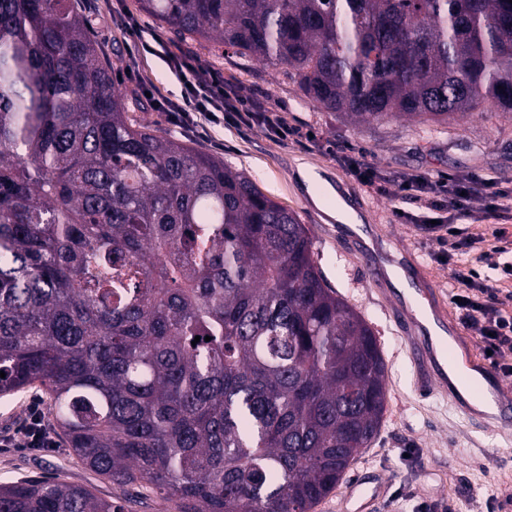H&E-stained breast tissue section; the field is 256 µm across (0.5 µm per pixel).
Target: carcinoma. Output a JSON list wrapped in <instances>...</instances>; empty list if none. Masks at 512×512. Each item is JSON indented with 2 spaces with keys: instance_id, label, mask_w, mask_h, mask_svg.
Returning a JSON list of instances; mask_svg holds the SVG:
<instances>
[{
  "instance_id": "1",
  "label": "carcinoma",
  "mask_w": 512,
  "mask_h": 512,
  "mask_svg": "<svg viewBox=\"0 0 512 512\" xmlns=\"http://www.w3.org/2000/svg\"><path fill=\"white\" fill-rule=\"evenodd\" d=\"M138 4L355 122L512 115L509 0ZM112 72L75 0H0V397L43 387L82 463L178 512H310L381 427L376 333L294 212L130 122ZM0 512L124 507L42 477Z\"/></svg>"
}]
</instances>
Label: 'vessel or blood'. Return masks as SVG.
Returning a JSON list of instances; mask_svg holds the SVG:
<instances>
[{
  "instance_id": "vessel-or-blood-1",
  "label": "vessel or blood",
  "mask_w": 512,
  "mask_h": 512,
  "mask_svg": "<svg viewBox=\"0 0 512 512\" xmlns=\"http://www.w3.org/2000/svg\"><path fill=\"white\" fill-rule=\"evenodd\" d=\"M398 264L408 281V293H396L391 302L390 314L403 335L404 346L414 364L413 385L417 394L425 396L437 391L446 395L464 418L481 425H490L512 431V378L493 371L482 362L473 360L469 369L479 377L476 396L486 398L488 410H481L459 394L448 376L445 362L449 355L447 344L434 336L433 328L442 333H453L454 321L436 301V291L431 281L421 279L420 264L415 256L405 250L384 252L378 249L369 253L364 271L374 286L387 281V267Z\"/></svg>"
}]
</instances>
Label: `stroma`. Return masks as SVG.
<instances>
[{
    "mask_svg": "<svg viewBox=\"0 0 512 512\" xmlns=\"http://www.w3.org/2000/svg\"><path fill=\"white\" fill-rule=\"evenodd\" d=\"M78 8L117 69L121 93L138 104L129 114L131 121L222 156L263 193L295 212L308 231L312 259L328 286L377 334L387 368L381 427L370 447L351 463L342 484L312 512H338L347 485L367 481L386 487L371 512H421L425 506L431 512H444L448 505L458 512H512V445L493 428L464 422L441 394L413 395L409 387L413 365L400 349L388 303L375 294L360 259L337 234L328 205L314 200L336 186L359 217L376 215L384 227L381 247L414 252L440 302L449 304L452 265L436 260L438 244L403 219L404 213L418 214L416 203L370 191L337 163L332 151L364 150L385 174L409 172L435 180L489 173L512 188V119L489 120L474 112L431 133L404 120L353 123L317 108L282 67L224 53L203 40L182 39L141 12L137 0H79ZM145 36L190 52L201 67L219 69L225 84L236 86L241 96L262 94L272 109L287 115L290 125L314 132L315 142L283 140L261 126L236 128L202 121L185 133L173 128L163 113L153 110L148 97L159 94L180 100L183 85L161 54L143 51ZM302 164L308 166L313 182L300 176ZM54 439L56 446L48 451L0 447V483L54 474L86 486L97 496L121 497L119 488L75 458L62 433H55Z\"/></svg>",
    "mask_w": 512,
    "mask_h": 512,
    "instance_id": "35a3bbf8",
    "label": "stroma"
}]
</instances>
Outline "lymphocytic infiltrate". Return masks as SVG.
<instances>
[{"label": "lymphocytic infiltrate", "mask_w": 512, "mask_h": 512, "mask_svg": "<svg viewBox=\"0 0 512 512\" xmlns=\"http://www.w3.org/2000/svg\"><path fill=\"white\" fill-rule=\"evenodd\" d=\"M169 65L184 85L181 101L152 99L154 109L164 112L167 121L182 128L192 123L194 116L207 119L216 113H226L239 125L263 124L279 138H287L288 125L283 116L271 111L265 100L243 99L229 91L218 71H203L184 53H169ZM343 166L363 186L385 192L393 185L413 196L422 208L439 211L451 207L447 221L430 223L417 219L416 224L441 246V255L455 266L451 290L455 296L456 316L464 328L479 339L481 350L490 354L491 365L512 376V291H502L501 280L512 276V270L501 268L498 258L512 253V238L504 231L493 234V244H486L483 235L455 231V224L481 214L482 218L502 219L512 216V190L499 187L490 174H476L461 180L448 177L433 182L417 175L384 176L364 152L343 156ZM500 270L501 279L491 276Z\"/></svg>", "instance_id": "f902f5d3"}]
</instances>
